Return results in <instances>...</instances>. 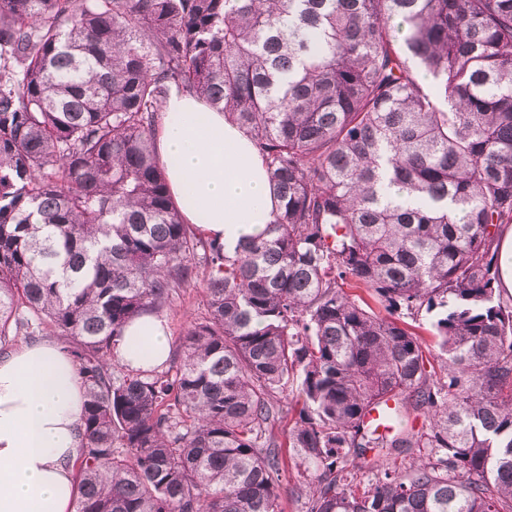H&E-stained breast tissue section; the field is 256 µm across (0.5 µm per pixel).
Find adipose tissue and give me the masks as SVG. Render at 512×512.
Returning a JSON list of instances; mask_svg holds the SVG:
<instances>
[{
    "label": "adipose tissue",
    "mask_w": 512,
    "mask_h": 512,
    "mask_svg": "<svg viewBox=\"0 0 512 512\" xmlns=\"http://www.w3.org/2000/svg\"><path fill=\"white\" fill-rule=\"evenodd\" d=\"M156 146L185 223L226 252L273 220L277 200L251 139L222 112L174 91L164 102ZM113 353L141 370L170 354L165 321L128 326ZM85 389L64 345L24 343L0 356V512H75Z\"/></svg>",
    "instance_id": "obj_1"
}]
</instances>
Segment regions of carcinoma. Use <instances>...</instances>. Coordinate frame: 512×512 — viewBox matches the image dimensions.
I'll return each instance as SVG.
<instances>
[{
  "instance_id": "1",
  "label": "carcinoma",
  "mask_w": 512,
  "mask_h": 512,
  "mask_svg": "<svg viewBox=\"0 0 512 512\" xmlns=\"http://www.w3.org/2000/svg\"><path fill=\"white\" fill-rule=\"evenodd\" d=\"M173 90L278 198L232 257L171 197ZM510 225L512 0H0V354L67 343L75 512H279L290 412L307 512H512ZM199 268L179 363L114 359Z\"/></svg>"
}]
</instances>
